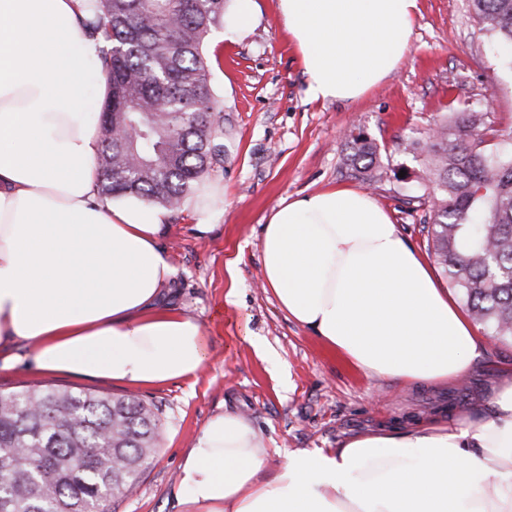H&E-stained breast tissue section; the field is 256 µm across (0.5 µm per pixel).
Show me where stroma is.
Returning <instances> with one entry per match:
<instances>
[{
	"instance_id": "1",
	"label": "stroma",
	"mask_w": 512,
	"mask_h": 512,
	"mask_svg": "<svg viewBox=\"0 0 512 512\" xmlns=\"http://www.w3.org/2000/svg\"><path fill=\"white\" fill-rule=\"evenodd\" d=\"M206 52L224 114V164L194 191L221 185L222 204L210 232L199 233L184 209L162 238L175 277L161 303L209 332V357L197 378L132 387L33 370L25 344L0 350V360L14 358L12 368H0V392L50 385L134 395L159 407L163 434L135 491L115 502V512H179L177 468L205 422L224 408L252 421L277 463L288 451L334 449L359 433L481 406L491 381L512 367V340L490 336L481 359L455 385L404 387L368 376L288 320L264 287L260 253L262 226L281 201L346 187L372 196L433 258L424 226L435 184L405 145L426 140L452 112H481L491 126L512 130V49L485 29L472 0H419L401 64L352 101L308 97V76L278 0H256L247 35L226 25L214 29ZM356 128L378 146L383 176L371 185L347 162ZM418 196L423 204H415ZM245 326L275 352L276 363L242 340Z\"/></svg>"
}]
</instances>
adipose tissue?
<instances>
[{
	"label": "adipose tissue",
	"instance_id": "ef3b65f1",
	"mask_svg": "<svg viewBox=\"0 0 512 512\" xmlns=\"http://www.w3.org/2000/svg\"><path fill=\"white\" fill-rule=\"evenodd\" d=\"M307 93L355 100L400 65L418 0H279ZM88 0H0V345L32 367L128 386L196 378L194 317L162 308L172 212L102 198L108 93ZM286 317L348 363L403 386H448L485 338L428 259L353 189L274 208L260 242ZM181 512H512V374L482 410L356 435L270 464L255 426L209 418L178 466Z\"/></svg>",
	"mask_w": 512,
	"mask_h": 512
}]
</instances>
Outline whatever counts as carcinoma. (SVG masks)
Segmentation results:
<instances>
[{"instance_id":"carcinoma-1","label":"carcinoma","mask_w":512,"mask_h":512,"mask_svg":"<svg viewBox=\"0 0 512 512\" xmlns=\"http://www.w3.org/2000/svg\"><path fill=\"white\" fill-rule=\"evenodd\" d=\"M489 30L512 44V0H472ZM85 33L109 45L110 86L97 157L101 194L178 209L195 182L223 167L224 115L206 40L226 0H92ZM502 136L481 112H455L425 142L439 197L428 240L468 311L512 338V156L483 144ZM348 162L369 184L382 177L377 145L350 135ZM161 436L159 408L135 396L24 388L0 394V505L6 512H109L131 494Z\"/></svg>"}]
</instances>
